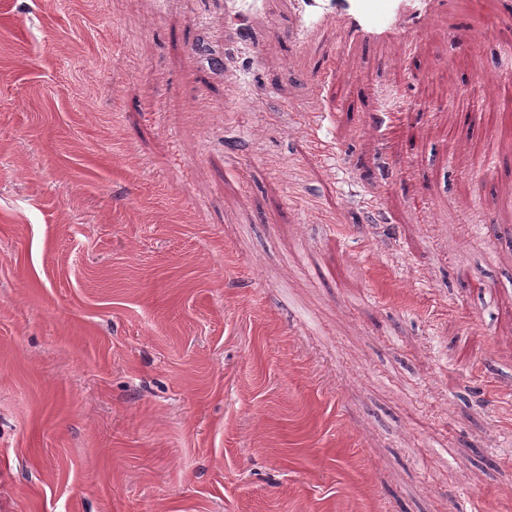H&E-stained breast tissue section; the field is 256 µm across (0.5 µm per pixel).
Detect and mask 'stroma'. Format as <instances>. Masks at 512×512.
<instances>
[{
	"mask_svg": "<svg viewBox=\"0 0 512 512\" xmlns=\"http://www.w3.org/2000/svg\"><path fill=\"white\" fill-rule=\"evenodd\" d=\"M498 12L0 0V512H512ZM493 5V0H469L467 2L468 11L474 13L478 30L485 32L494 31L492 26V19L495 17Z\"/></svg>",
	"mask_w": 512,
	"mask_h": 512,
	"instance_id": "obj_1",
	"label": "stroma"
}]
</instances>
